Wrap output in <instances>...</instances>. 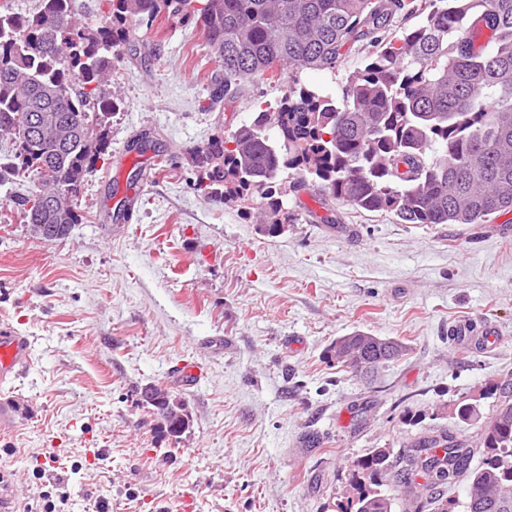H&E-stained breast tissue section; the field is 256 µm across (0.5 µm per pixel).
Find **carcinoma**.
<instances>
[{
    "instance_id": "obj_1",
    "label": "carcinoma",
    "mask_w": 512,
    "mask_h": 512,
    "mask_svg": "<svg viewBox=\"0 0 512 512\" xmlns=\"http://www.w3.org/2000/svg\"><path fill=\"white\" fill-rule=\"evenodd\" d=\"M203 28L208 52L222 64L212 101L233 102L245 83L292 73L280 109L261 110L229 134L195 149L198 189L224 203L256 206L269 236L288 221L290 187L313 185L322 203L339 200L368 212H393L408 224H484L512 211V0H110L106 14L78 15L73 0H38L34 11H0V136L15 146L4 175H33L35 189L15 208L33 236L67 239L84 216L73 204L108 154L107 125L121 100L112 93V50L130 29L151 28L162 12ZM423 17L410 30L395 15ZM491 32L475 51V34ZM369 41V62L341 96L300 83L303 71H336L342 50ZM50 196V209L34 204ZM406 355L399 341L340 336L328 356L373 372ZM512 385L490 384L500 400L481 433L484 459L471 471L470 450L441 432L401 459L375 448L357 461L353 495L340 512H392L376 489L415 454L452 465L429 471L426 502L458 475L467 480L464 512H512ZM172 436L187 425L166 402L143 400Z\"/></svg>"
}]
</instances>
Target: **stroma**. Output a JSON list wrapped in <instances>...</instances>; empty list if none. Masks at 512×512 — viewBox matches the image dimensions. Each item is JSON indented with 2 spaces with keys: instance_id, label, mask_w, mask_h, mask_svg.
Here are the masks:
<instances>
[{
  "instance_id": "stroma-1",
  "label": "stroma",
  "mask_w": 512,
  "mask_h": 512,
  "mask_svg": "<svg viewBox=\"0 0 512 512\" xmlns=\"http://www.w3.org/2000/svg\"><path fill=\"white\" fill-rule=\"evenodd\" d=\"M112 61L121 100L109 155L74 198L85 215L68 239L33 237L12 198L30 180H0V322L32 341L25 373L0 381V470L17 508L69 494L70 512H337L354 462L375 448L404 456L447 430L479 467L490 383L512 382V242L500 225L408 224L342 201L314 210L316 189L288 196L290 220L262 233L239 207L197 190L189 153L274 104L248 86L213 107L194 23L161 15L130 33ZM353 47L336 71L301 82L338 92L362 69ZM146 182H139L140 170ZM480 318L499 340L452 346L448 327ZM363 331L408 348L371 377L329 361L337 337ZM203 371L186 387L178 364ZM154 385L183 403L172 437L137 403ZM479 418L460 420L459 402ZM309 432L323 438L307 449ZM59 456L44 470L41 458Z\"/></svg>"
}]
</instances>
